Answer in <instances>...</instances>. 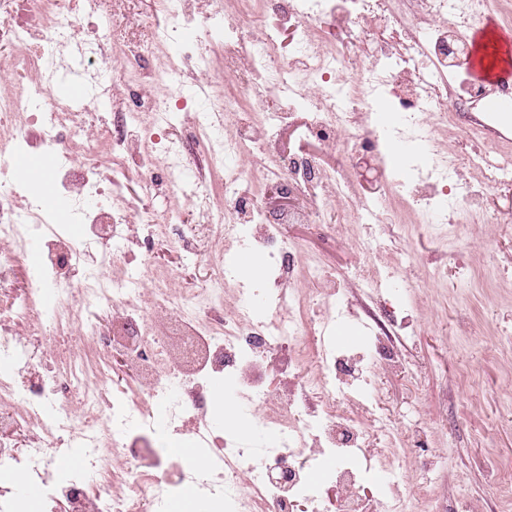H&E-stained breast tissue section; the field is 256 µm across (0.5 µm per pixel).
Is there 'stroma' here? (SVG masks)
<instances>
[{"label":"stroma","instance_id":"stroma-1","mask_svg":"<svg viewBox=\"0 0 512 512\" xmlns=\"http://www.w3.org/2000/svg\"><path fill=\"white\" fill-rule=\"evenodd\" d=\"M99 14L111 37L144 35L161 21L154 0H101ZM112 193L132 221L145 212L165 219L173 209L189 214L188 204L168 196L142 197L119 170H109ZM486 223L456 226L404 225L386 236L384 255L414 258L405 276L406 307L416 325L400 349L403 368L376 376L380 407L393 419L411 422L428 435L424 448L403 440L405 485L432 483L438 492L430 512H512V190H498L485 201ZM366 224H291L289 240L306 257L342 278L354 318L337 323L353 330L358 322L380 319L395 303L390 289L368 288L360 277L364 257L352 247L369 234ZM173 274L174 288L202 286L204 263L183 257L169 240H155L146 257ZM431 459L423 467L422 459Z\"/></svg>","mask_w":512,"mask_h":512}]
</instances>
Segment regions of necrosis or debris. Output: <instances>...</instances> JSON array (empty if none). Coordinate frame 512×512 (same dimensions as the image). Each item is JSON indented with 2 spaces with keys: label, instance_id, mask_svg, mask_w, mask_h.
I'll use <instances>...</instances> for the list:
<instances>
[{
  "label": "necrosis or debris",
  "instance_id": "1",
  "mask_svg": "<svg viewBox=\"0 0 512 512\" xmlns=\"http://www.w3.org/2000/svg\"><path fill=\"white\" fill-rule=\"evenodd\" d=\"M29 2L0 0V512H31L16 473L39 487L44 512H166L190 489L220 497L224 512H421L432 486H402L392 443L405 428L381 411L373 383L401 358L379 334L336 344V320L352 308L282 227L319 222L344 199L342 223L373 225L358 242L373 252L384 200L401 204L394 223L413 213L445 224L483 214L486 192L512 184V152L485 123L464 156L426 150L397 167L385 150L426 145L460 110L484 111L491 93L512 99L511 86L473 81L460 52L487 0H236L231 20L224 0H155L164 21L134 45L82 37L99 0L77 13L67 0ZM64 73L112 111L111 126L89 133L77 103L52 90ZM382 105L393 124L372 121ZM301 110L304 137L335 146L337 167L303 150L281 159L277 130ZM35 142L56 160L51 183L68 215L12 173ZM359 153L378 163L380 198H361L349 179ZM245 155L266 163L265 177ZM112 164L142 195L189 203L195 224L176 214L131 224L100 178ZM273 186L309 207L268 217L258 198ZM159 237L210 264L202 289H173L169 272L134 260ZM223 242L262 254L267 281L242 279L218 254ZM19 265L34 285L13 296L4 286ZM299 279L320 283L323 315L310 316ZM103 304L105 327L93 319ZM19 321L47 327L51 358L16 335ZM114 354L134 388L109 397ZM219 387L230 398L220 426ZM169 432L194 454L173 455Z\"/></svg>",
  "mask_w": 512,
  "mask_h": 512
}]
</instances>
